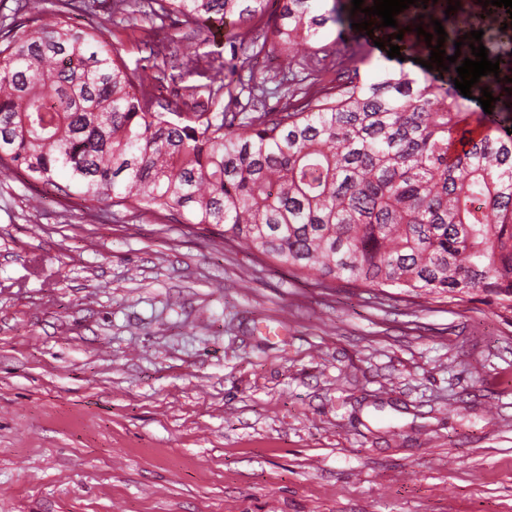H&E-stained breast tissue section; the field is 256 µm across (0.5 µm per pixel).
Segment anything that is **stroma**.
Listing matches in <instances>:
<instances>
[{
  "instance_id": "obj_1",
  "label": "stroma",
  "mask_w": 512,
  "mask_h": 512,
  "mask_svg": "<svg viewBox=\"0 0 512 512\" xmlns=\"http://www.w3.org/2000/svg\"><path fill=\"white\" fill-rule=\"evenodd\" d=\"M155 67L226 31L71 15ZM0 512H512V319L330 291L219 235L0 177Z\"/></svg>"
}]
</instances>
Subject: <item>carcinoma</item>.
Returning <instances> with one entry per match:
<instances>
[{"instance_id":"cac0c4a2","label":"carcinoma","mask_w":512,"mask_h":512,"mask_svg":"<svg viewBox=\"0 0 512 512\" xmlns=\"http://www.w3.org/2000/svg\"><path fill=\"white\" fill-rule=\"evenodd\" d=\"M318 2L112 0L115 16L176 17L171 42L202 23L250 21L230 33L246 59L287 62L243 104L224 63L186 56V72L228 102L185 116L161 103L160 77L129 71L103 31L68 22L88 0H21L0 25V174L61 197L175 213L326 290L346 281L380 300L396 288L449 303L481 293L512 315V83L491 73L473 98L455 92L456 67L475 59L467 43L446 83L404 69L365 81L364 50L342 55L319 41L329 23L339 32L376 16L340 5L319 14ZM460 5L447 18L448 0H418L386 31H404L403 51L429 53L434 19L453 34L483 30L492 62L512 53V32L484 24L478 0ZM272 87L285 92L269 110ZM484 87L497 98L489 114L472 108Z\"/></svg>"}]
</instances>
